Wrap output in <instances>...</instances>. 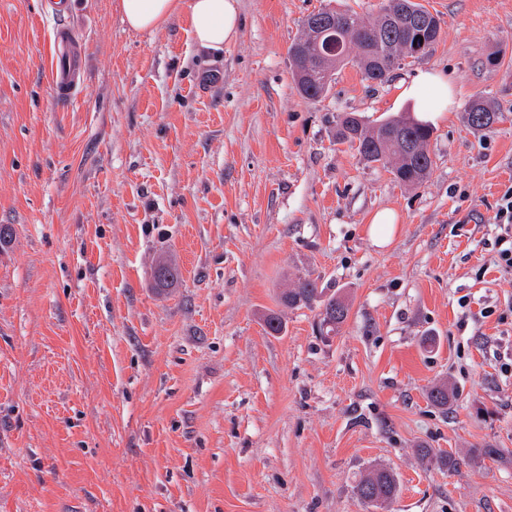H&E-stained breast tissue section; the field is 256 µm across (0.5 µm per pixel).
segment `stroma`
Here are the masks:
<instances>
[{"mask_svg":"<svg viewBox=\"0 0 512 512\" xmlns=\"http://www.w3.org/2000/svg\"><path fill=\"white\" fill-rule=\"evenodd\" d=\"M49 2L0 0V512H366L354 486L373 466L399 481L386 512H512V269L495 245L512 0H419L441 22L425 56L383 84L344 65L317 100L291 76L302 20H370L387 0H239L217 55L185 14L137 32L118 0H69L66 102ZM421 69L456 105L406 187L338 143L336 117L410 116L398 84ZM476 98L492 127L468 125ZM385 208L400 220L379 247ZM162 254L181 272L165 293ZM299 276L350 304L330 341L316 309L278 306ZM442 379L446 412L426 398ZM67 11L55 12L60 23L56 29V38L66 52L60 54L59 65L52 69V92L56 100H69L80 83V72L74 63V54L70 48L72 43V29L65 26L68 17ZM467 123L472 127L489 128L499 120V112L485 99L472 100L464 110ZM399 217L393 209H383L373 214L369 233L378 245H385L389 242L395 224Z\"/></svg>","mask_w":512,"mask_h":512,"instance_id":"obj_1","label":"stroma"}]
</instances>
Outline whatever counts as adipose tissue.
<instances>
[{"mask_svg": "<svg viewBox=\"0 0 512 512\" xmlns=\"http://www.w3.org/2000/svg\"><path fill=\"white\" fill-rule=\"evenodd\" d=\"M119 9L124 23L139 32L161 29L175 15L186 13L196 45L210 52L223 50L240 31L238 0H120ZM399 95L431 120L443 118L455 104L452 86L431 70L401 82Z\"/></svg>", "mask_w": 512, "mask_h": 512, "instance_id": "adipose-tissue-1", "label": "adipose tissue"}]
</instances>
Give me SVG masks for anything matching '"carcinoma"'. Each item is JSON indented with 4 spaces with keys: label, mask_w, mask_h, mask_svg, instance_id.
Wrapping results in <instances>:
<instances>
[{
    "label": "carcinoma",
    "mask_w": 512,
    "mask_h": 512,
    "mask_svg": "<svg viewBox=\"0 0 512 512\" xmlns=\"http://www.w3.org/2000/svg\"><path fill=\"white\" fill-rule=\"evenodd\" d=\"M413 12L426 15L429 23L416 25L403 17L395 23L387 16L372 21L359 18L349 10L321 8L310 13L302 24V32L288 49L292 76L300 95L315 100L329 89L336 70L352 60L365 79L385 82L407 58L424 56L440 37L441 25L437 16L424 6L412 4ZM355 51L350 56L349 51ZM467 123L477 128H489L499 120V112L482 98L472 100L465 108ZM337 138L357 150L363 160L390 167L396 181L406 186L422 184L430 174L433 161L427 146L433 135L429 126L405 117L391 118L368 124L355 112H343L337 118ZM180 277L178 267L162 258L154 269V288L165 291ZM323 289L318 280L298 277L278 296V304L287 308L310 307L320 302V321L317 331L339 333L349 314V303L334 293L322 299ZM428 401L448 411L456 400L452 384L441 381L427 392ZM356 498L364 506L385 509L398 495V483L392 471L373 467L363 474L355 486Z\"/></svg>",
    "instance_id": "obj_1"
}]
</instances>
